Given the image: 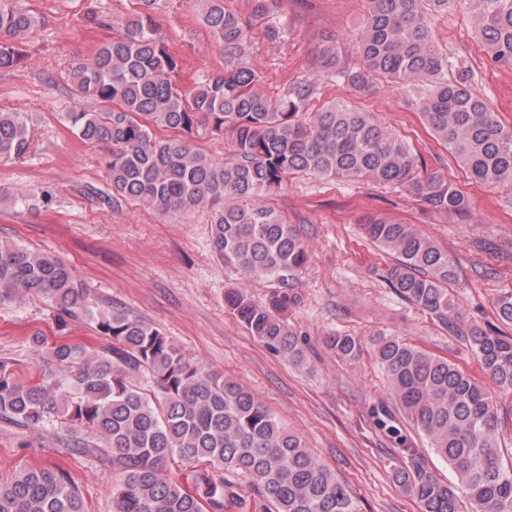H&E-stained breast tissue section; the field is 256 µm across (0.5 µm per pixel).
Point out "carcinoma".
Returning <instances> with one entry per match:
<instances>
[{
  "label": "carcinoma",
  "mask_w": 512,
  "mask_h": 512,
  "mask_svg": "<svg viewBox=\"0 0 512 512\" xmlns=\"http://www.w3.org/2000/svg\"><path fill=\"white\" fill-rule=\"evenodd\" d=\"M200 17L224 51V69L202 73L180 90L179 59L158 23L166 0H135L120 31L72 65L67 81L75 109L62 119L85 142L109 151L112 201L162 214L207 207L216 254L250 280L282 288L258 300L230 288L224 303L262 345L295 368L308 364L309 342L288 324L289 287L308 263L297 230L265 203L288 176L365 180L397 186L441 216L464 217L468 195L447 178L424 173L408 143L371 112L332 103L312 111L319 76L277 98L262 90L250 61L254 25L278 13L280 0H251L247 17L224 0H199ZM470 10L489 61L512 63V0H367V18L353 45L356 67L338 64L335 49L321 72L358 94L382 82L422 84L416 107L434 138L468 175L512 190V125L471 86L434 37L436 20L458 4ZM47 17L0 0V72L23 65ZM233 134L221 162L194 144L199 130ZM34 150L27 113L0 110V160ZM53 195L0 193V210L41 206ZM369 238L394 255L383 279L403 300L465 336L485 381L452 359L393 333L370 339L374 356L404 416L427 447L448 462L456 482L443 483L419 449L406 448L395 483L421 512H512V461L499 438L512 419V336L466 325L455 303L453 260L414 225L371 218ZM26 297L47 300L62 325L91 320L98 349L33 337L56 366L24 385L0 360V419L39 431L57 421L104 439L112 454L113 512H360L347 485L246 387L190 360L158 327L123 310L96 311L86 286L65 262L17 244L0 245V306ZM512 326V291L493 300ZM323 344L336 358L358 359L365 342L332 333ZM181 464L188 473L174 472ZM0 512H85L62 470L30 467L0 483Z\"/></svg>",
  "instance_id": "1"
}]
</instances>
